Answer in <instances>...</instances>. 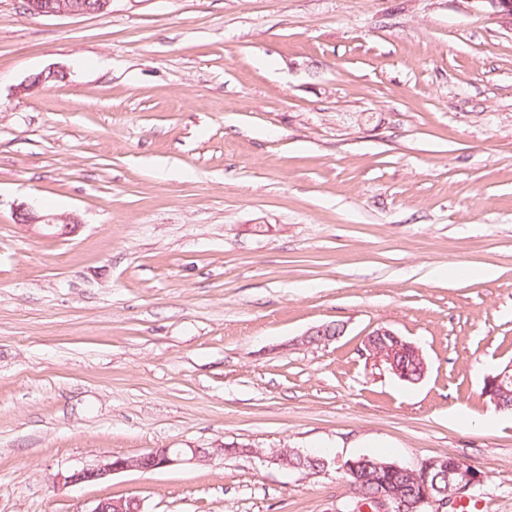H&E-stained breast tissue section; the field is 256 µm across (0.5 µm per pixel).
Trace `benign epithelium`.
Masks as SVG:
<instances>
[{"label":"benign epithelium","mask_w":512,"mask_h":512,"mask_svg":"<svg viewBox=\"0 0 512 512\" xmlns=\"http://www.w3.org/2000/svg\"><path fill=\"white\" fill-rule=\"evenodd\" d=\"M112 0H25L27 13L34 16H69L84 14H100L108 10ZM19 224L32 226L39 222L43 226L55 230L58 236H68L75 232L77 222H58L51 215L38 216L32 211L22 209L15 215ZM342 330L330 325L310 328L304 335L308 344L329 341L340 335ZM364 354L373 366L386 369L402 381H410V374L405 363L412 362V367L419 378L427 373V363L421 349L411 341L399 336L387 327H379L370 332L364 339ZM512 384V363L506 365L496 375L485 380L483 395L490 403L497 406L506 392V385ZM226 445L219 444L214 448H155L137 456L123 457L111 455L108 458L80 469L60 472L56 475L57 483L66 486H77L99 482L110 475L125 471L154 472L162 469L177 468L188 464L210 462L224 458ZM381 468L391 472L411 475L420 488L417 501L408 504L398 498L375 496L372 500L361 504V512H406V508L423 506L427 512H444L448 501L458 498L462 492L483 483L485 474L474 466H463L452 463L448 457L425 459L412 467L396 462L383 463ZM444 478L447 487L440 488L432 472ZM89 512H141V503L135 498L101 499Z\"/></svg>","instance_id":"benign-epithelium-1"}]
</instances>
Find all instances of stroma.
Listing matches in <instances>:
<instances>
[{"instance_id": "35a3bbf8", "label": "stroma", "mask_w": 512, "mask_h": 512, "mask_svg": "<svg viewBox=\"0 0 512 512\" xmlns=\"http://www.w3.org/2000/svg\"><path fill=\"white\" fill-rule=\"evenodd\" d=\"M321 324L343 332L303 344ZM381 326L424 379L367 360ZM510 363L512 20L489 0H0V512H343L359 455L455 456L512 512V415L482 397ZM112 0H25L28 14L69 16L106 12ZM17 224H23L24 226H32L39 222H42L43 226L55 230L57 236H68L74 233L77 228V222L70 220L69 222H58V218L51 215L37 216L31 210L22 209L19 210L15 215ZM364 354L373 366L386 369L402 381L417 383L427 373V363L421 349L387 327H379L364 339ZM407 360L412 362L418 379H410ZM410 366V362H407ZM225 444L215 448H155L149 453L137 457L111 455L96 464L80 469L68 470L56 475V481L62 486L71 487L99 482L110 475L125 471L154 472L162 469L177 468L188 464L210 462L223 459ZM90 512H141V503L135 498L100 499Z\"/></svg>"}]
</instances>
